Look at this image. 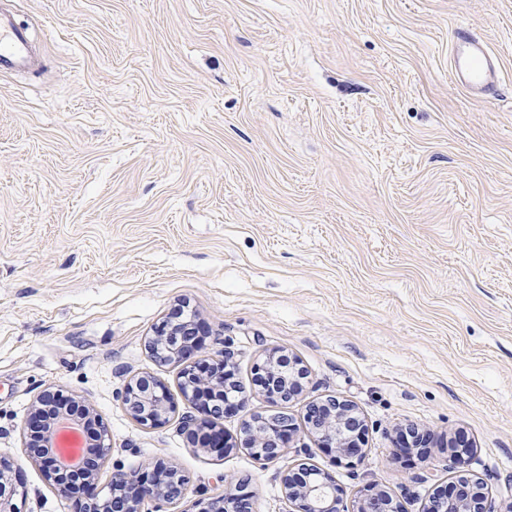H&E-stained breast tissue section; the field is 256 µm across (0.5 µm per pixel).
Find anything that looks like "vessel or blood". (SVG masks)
I'll return each mask as SVG.
<instances>
[{"mask_svg": "<svg viewBox=\"0 0 512 512\" xmlns=\"http://www.w3.org/2000/svg\"><path fill=\"white\" fill-rule=\"evenodd\" d=\"M450 78L470 96L485 98L493 94L502 80L499 62L482 38L469 30L458 29L449 47ZM34 55L25 31L0 14V69L30 65Z\"/></svg>", "mask_w": 512, "mask_h": 512, "instance_id": "vessel-or-blood-1", "label": "vessel or blood"}]
</instances>
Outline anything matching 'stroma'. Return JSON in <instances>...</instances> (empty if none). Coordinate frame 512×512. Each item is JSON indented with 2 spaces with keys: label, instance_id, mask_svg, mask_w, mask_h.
Returning <instances> with one entry per match:
<instances>
[{
  "label": "stroma",
  "instance_id": "obj_1",
  "mask_svg": "<svg viewBox=\"0 0 512 512\" xmlns=\"http://www.w3.org/2000/svg\"><path fill=\"white\" fill-rule=\"evenodd\" d=\"M43 52L0 70V453L23 512H77L29 459L45 388L88 399L112 431L99 472L174 462L195 500L242 486L295 512L284 471L316 468L345 502L375 484L423 512L461 435L494 512H512V0H11ZM499 56L497 100L448 78L458 28ZM200 354L235 353L243 407L226 453L192 446L176 363L146 348L179 303ZM306 376L291 401L255 381L269 353ZM178 412L136 423L133 375ZM352 402L362 457L335 463L299 430L277 462L252 416L301 421ZM429 436L425 457L401 431Z\"/></svg>",
  "mask_w": 512,
  "mask_h": 512
}]
</instances>
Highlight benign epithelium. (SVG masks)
<instances>
[{
	"label": "benign epithelium",
	"mask_w": 512,
	"mask_h": 512,
	"mask_svg": "<svg viewBox=\"0 0 512 512\" xmlns=\"http://www.w3.org/2000/svg\"><path fill=\"white\" fill-rule=\"evenodd\" d=\"M198 324L187 317L173 315L159 325L148 340V349L161 360L181 365L179 385L186 401L195 406L206 419L199 420L192 414L183 417L184 431L190 442L201 448L225 450L224 434L214 430L207 418L218 419L224 415V405L230 404L229 382L234 371L233 354L224 353L222 360L202 365L196 359ZM304 371L286 354L270 355L256 367V382L273 401L287 402L293 396L296 377ZM119 397L133 419L140 425L153 428L164 424L175 410L168 386L150 374L131 378ZM64 396L45 390L37 395L29 413L33 426L39 414L53 407ZM83 417L60 411L52 419L43 440L35 445L25 442L28 456L54 480L62 495L73 492L70 472L84 469V464L73 466L63 462L53 448L56 425L63 419L82 425L93 422L96 430L85 456L91 457L92 470L87 472L85 485H96L101 464L112 453V433L99 418L95 408L86 400ZM304 422L322 441L324 447L334 450L335 461L352 457L360 451L359 442L364 424L354 405L334 397L307 407ZM264 429L254 427V421L245 422L247 448L259 460L271 462L287 449L298 427L284 413L263 418ZM458 450L453 459L456 483L443 493L429 497L425 512H490L484 485L463 469V454ZM151 475L140 476L118 471L112 475L107 491H96L87 498L83 512H143L144 504L153 502L157 508L178 504L185 495L187 478L170 462L158 459L150 463ZM305 480L290 473L282 477V488L288 501L298 512H402L400 503L387 491L374 485L357 501L348 504L336 491L335 485L325 474L304 469ZM25 498L24 486L17 478L14 461L0 454V512H21L17 501ZM192 512H252L250 498L244 492L217 497L199 498L193 503Z\"/></svg>",
	"instance_id": "7a95c632"
}]
</instances>
